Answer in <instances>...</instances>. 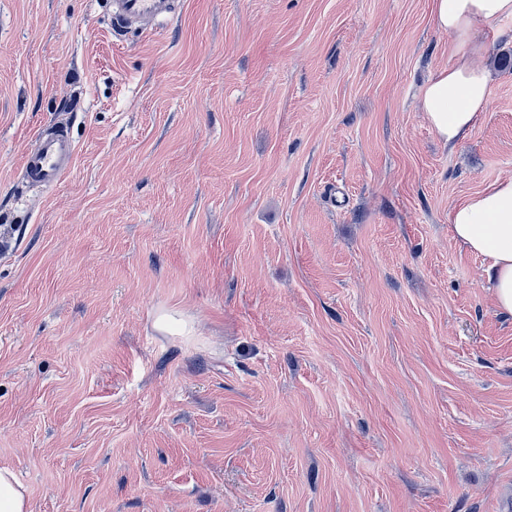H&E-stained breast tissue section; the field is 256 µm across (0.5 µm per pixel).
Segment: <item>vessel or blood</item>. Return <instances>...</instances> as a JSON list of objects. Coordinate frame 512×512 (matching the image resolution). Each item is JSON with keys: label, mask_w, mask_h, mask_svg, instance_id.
Listing matches in <instances>:
<instances>
[{"label": "vessel or blood", "mask_w": 512, "mask_h": 512, "mask_svg": "<svg viewBox=\"0 0 512 512\" xmlns=\"http://www.w3.org/2000/svg\"><path fill=\"white\" fill-rule=\"evenodd\" d=\"M174 11V0H114L112 31L118 35L132 24L155 23ZM76 161V147L67 127L61 125L40 134L35 145L23 152L21 172L28 185L48 190L62 181Z\"/></svg>", "instance_id": "vessel-or-blood-1"}]
</instances>
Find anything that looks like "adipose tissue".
Here are the masks:
<instances>
[{
    "instance_id": "1",
    "label": "adipose tissue",
    "mask_w": 512,
    "mask_h": 512,
    "mask_svg": "<svg viewBox=\"0 0 512 512\" xmlns=\"http://www.w3.org/2000/svg\"><path fill=\"white\" fill-rule=\"evenodd\" d=\"M432 21L452 37L453 64L438 71L420 97L435 134L456 145L474 128L489 98V82L477 60L485 51L483 28L512 17V0H431ZM455 240L485 256V273L497 306L512 313V178L499 179L448 213Z\"/></svg>"
}]
</instances>
